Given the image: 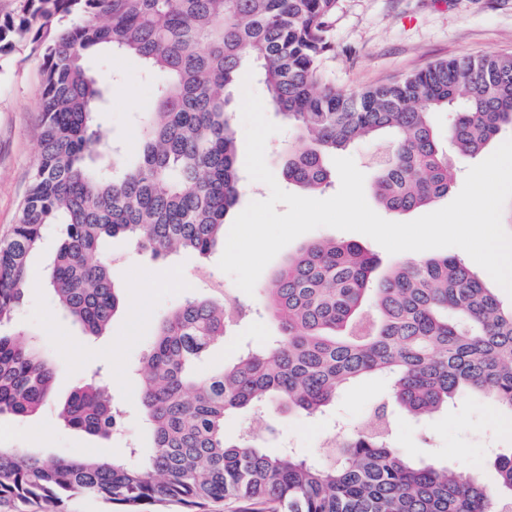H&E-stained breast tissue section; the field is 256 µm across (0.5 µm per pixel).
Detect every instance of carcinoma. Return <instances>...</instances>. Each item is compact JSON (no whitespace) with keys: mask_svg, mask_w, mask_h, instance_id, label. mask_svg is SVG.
Here are the masks:
<instances>
[{"mask_svg":"<svg viewBox=\"0 0 512 512\" xmlns=\"http://www.w3.org/2000/svg\"><path fill=\"white\" fill-rule=\"evenodd\" d=\"M0 17V53L28 41L42 58L40 157L11 235L0 241V416L28 417L51 397L54 369L34 339L11 330L27 267L48 226L62 243L45 287L88 336L104 333L124 300L104 244L116 237L163 260L204 258L224 237L243 178L232 89L257 70L297 134L282 173L304 192L331 179L329 158L353 143L388 145L372 185L377 201L408 212L446 196L454 171L432 115L452 109L448 139L461 159L481 154L512 128V55L439 60L389 84L334 87L325 60L341 0H19ZM121 52L162 75L134 151L100 120L114 77L87 70V53ZM363 246L302 247L262 290L276 328L266 345L229 364L214 361L236 325L225 303L195 294L161 322L133 389L151 436L110 459L45 456L0 446V499L60 512L74 494L116 512L170 504L205 512L242 502L250 512H512V452L492 461L493 485L394 448L388 419L342 433L313 463L282 448L268 454L247 428L224 433L232 414L288 409L309 417L339 391L387 375L410 418L448 407L458 394L489 398L512 413V302L504 303L453 256L411 259L385 273ZM62 422L110 437L122 411L105 386L79 385Z\"/></svg>","mask_w":512,"mask_h":512,"instance_id":"cac0c4a2","label":"carcinoma"}]
</instances>
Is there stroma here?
Listing matches in <instances>:
<instances>
[{"label": "stroma", "instance_id": "1", "mask_svg": "<svg viewBox=\"0 0 512 512\" xmlns=\"http://www.w3.org/2000/svg\"><path fill=\"white\" fill-rule=\"evenodd\" d=\"M335 51L325 61L332 84L356 90L390 83L443 59L484 54H512V0H341L331 27ZM91 70L119 73L114 84L106 129L112 138L135 147L139 120L154 107L155 81L144 78L141 62L130 55L110 54L89 59ZM42 91L41 59L30 43H15L0 57V238L16 224L21 203L39 160L34 136L38 123L35 104ZM267 118L278 125L265 149L268 168L281 189L295 193L282 174V152L293 131L272 105ZM380 147L363 140L346 149L364 174L365 198L385 220L409 222L423 209L395 213L378 205L371 186ZM317 240L356 242L378 258L381 268L405 260V253H388L372 238L352 231L319 227L297 237L265 267L257 288H264L275 273L306 244ZM112 256V277L126 303L105 335L91 338L59 311L47 288L26 290L15 316L16 330L36 336L51 359L55 376L51 398L33 416L0 418V446L26 448L48 455L93 454L107 458L134 442L148 450L150 438L141 423L131 373L153 339L157 323L195 292L220 301L236 299L251 314L224 339L223 357L232 361L243 349L265 344L274 329L261 313L259 296L240 290L218 262L221 251L201 259L183 254L161 264L134 249L121 237L107 246ZM104 367L112 398L126 413L120 432L95 438L63 424L58 410L76 386L97 367ZM385 405L393 421L391 440L411 457L432 460L485 484L495 482L489 461L497 452L512 451V414L491 400L468 395L433 418L405 417L391 402L388 377L364 378L340 393L323 414L307 418L285 410L267 415L270 426L263 446L274 453L291 442L300 456L317 459L325 439L338 428H355Z\"/></svg>", "mask_w": 512, "mask_h": 512}]
</instances>
